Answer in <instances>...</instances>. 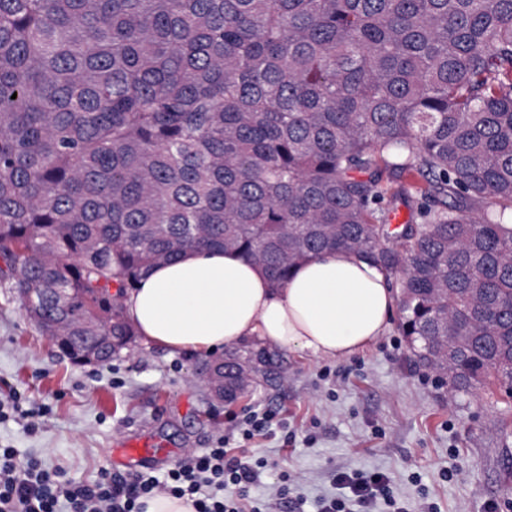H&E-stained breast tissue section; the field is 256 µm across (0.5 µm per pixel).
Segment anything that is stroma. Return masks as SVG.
<instances>
[{
    "label": "stroma",
    "mask_w": 512,
    "mask_h": 512,
    "mask_svg": "<svg viewBox=\"0 0 512 512\" xmlns=\"http://www.w3.org/2000/svg\"><path fill=\"white\" fill-rule=\"evenodd\" d=\"M275 354L271 383L215 408L193 373L202 356L140 342L107 366L74 365L0 288V397L16 390L44 410L31 433L0 424V445L91 483L105 468L161 476L224 441L241 461L265 463L257 484L224 489L254 512H319L341 496V472L385 473L406 512H512V399L499 389L452 391L393 326L340 360ZM267 408L277 426L242 438L237 425ZM129 442L151 455L128 462Z\"/></svg>",
    "instance_id": "stroma-1"
}]
</instances>
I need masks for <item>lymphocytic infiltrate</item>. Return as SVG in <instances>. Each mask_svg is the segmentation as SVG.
I'll return each mask as SVG.
<instances>
[{
  "mask_svg": "<svg viewBox=\"0 0 512 512\" xmlns=\"http://www.w3.org/2000/svg\"><path fill=\"white\" fill-rule=\"evenodd\" d=\"M17 455L16 449L0 448V512H143L144 499L158 494L190 502L193 512H242L238 500L221 492L257 480L253 467L229 459L223 448L189 454L161 477L106 469L88 484L60 479L32 457L18 463Z\"/></svg>",
  "mask_w": 512,
  "mask_h": 512,
  "instance_id": "lymphocytic-infiltrate-1",
  "label": "lymphocytic infiltrate"
}]
</instances>
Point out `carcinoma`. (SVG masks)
<instances>
[{
  "instance_id": "1",
  "label": "carcinoma",
  "mask_w": 512,
  "mask_h": 512,
  "mask_svg": "<svg viewBox=\"0 0 512 512\" xmlns=\"http://www.w3.org/2000/svg\"><path fill=\"white\" fill-rule=\"evenodd\" d=\"M189 248L277 288L353 252L421 364L473 336L454 389L512 398V0H0V287L67 289L74 354Z\"/></svg>"
}]
</instances>
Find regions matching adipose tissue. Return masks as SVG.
Instances as JSON below:
<instances>
[{
	"instance_id": "1",
	"label": "adipose tissue",
	"mask_w": 512,
	"mask_h": 512,
	"mask_svg": "<svg viewBox=\"0 0 512 512\" xmlns=\"http://www.w3.org/2000/svg\"><path fill=\"white\" fill-rule=\"evenodd\" d=\"M123 306L141 340L172 352L256 338L342 359L384 335L395 296L386 274L352 253L318 254L276 288L239 254L189 250L150 269Z\"/></svg>"
}]
</instances>
